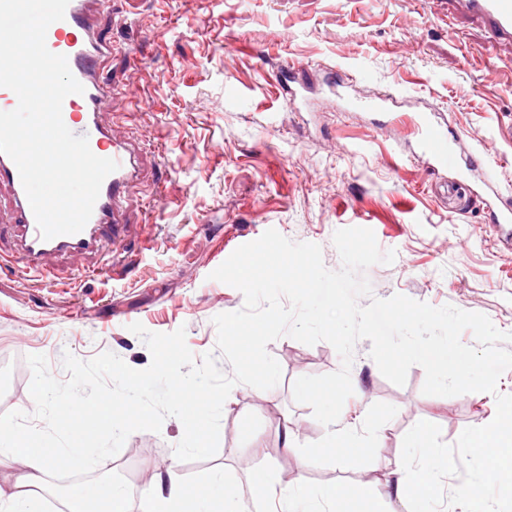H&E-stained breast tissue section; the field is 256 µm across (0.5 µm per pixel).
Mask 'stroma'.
I'll return each instance as SVG.
<instances>
[{
	"label": "stroma",
	"instance_id": "obj_1",
	"mask_svg": "<svg viewBox=\"0 0 512 512\" xmlns=\"http://www.w3.org/2000/svg\"><path fill=\"white\" fill-rule=\"evenodd\" d=\"M100 29L116 47L108 112L145 147V179L128 199L132 223L88 270L57 263L50 284L0 270V354L24 340V355H45L59 380L67 352L87 361L108 351L142 370L151 354L129 330L139 322L159 333L185 328L195 357L215 353L231 373L213 319L240 310L244 297L211 274L271 228L319 245L331 271L342 266L335 231L371 229L380 250L396 257L366 270L372 295L361 305L399 293L484 314L512 332V250L490 227L491 210L512 206V165L498 163L512 157V42L490 40L448 0H120ZM290 61L304 71L302 108L277 88ZM332 77L354 98L392 92L400 122L337 108ZM421 113L447 124L462 158L484 155L490 172L433 169L411 131ZM488 174L501 187L492 205L476 200L452 212L437 193L455 183L477 192ZM370 350L366 339L355 346L354 393L336 423L361 432L359 451L323 450L326 426L293 397L297 378L337 371L340 356L328 342L283 336L267 346L281 366L279 384L232 389L213 458L177 460L184 428L169 417L160 432L132 433L112 469L140 488L175 475L187 491L184 512H196V492L214 472L258 501L364 485L373 496L344 497L325 512H407L405 496L382 491L402 467L406 432L432 419L442 440L455 443L466 427L494 418L496 394H512V369L493 394L427 396L421 366L397 386ZM31 380L21 364L0 386V414L33 415ZM288 426L298 446L286 454Z\"/></svg>",
	"mask_w": 512,
	"mask_h": 512
}]
</instances>
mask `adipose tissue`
Listing matches in <instances>:
<instances>
[{
    "mask_svg": "<svg viewBox=\"0 0 512 512\" xmlns=\"http://www.w3.org/2000/svg\"><path fill=\"white\" fill-rule=\"evenodd\" d=\"M0 453L21 461L25 467L8 487L0 486V512H41L44 494L49 490L44 472L62 462L79 467L85 457L84 449L75 447L35 450L24 441L11 440L1 425Z\"/></svg>",
    "mask_w": 512,
    "mask_h": 512,
    "instance_id": "ef3b65f1",
    "label": "adipose tissue"
}]
</instances>
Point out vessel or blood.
Masks as SVG:
<instances>
[{"label":"vessel or blood","instance_id":"1","mask_svg":"<svg viewBox=\"0 0 512 512\" xmlns=\"http://www.w3.org/2000/svg\"><path fill=\"white\" fill-rule=\"evenodd\" d=\"M110 0H69L63 20L51 24L46 45L56 54L66 56L74 77L83 85L84 94L68 96L62 117L68 129L87 136L91 151L117 162V169L102 183L93 213L84 229L76 234L42 239L28 202L18 169L13 160L0 153V191H6L11 204L14 229L11 252L0 254V268L22 262L28 273L49 282L47 261L65 258L70 264H85L98 252L108 237L118 236L130 222L127 200L141 176L144 147L121 130L104 114L112 97V83L103 75L105 61L111 59L113 45L103 37L99 17ZM468 13L481 20L492 39L512 40V0H461ZM299 65L284 66L278 84L295 101H302L303 85L298 79ZM419 141L434 168L455 169L458 154L448 130L427 115L416 119Z\"/></svg>","mask_w":512,"mask_h":512}]
</instances>
